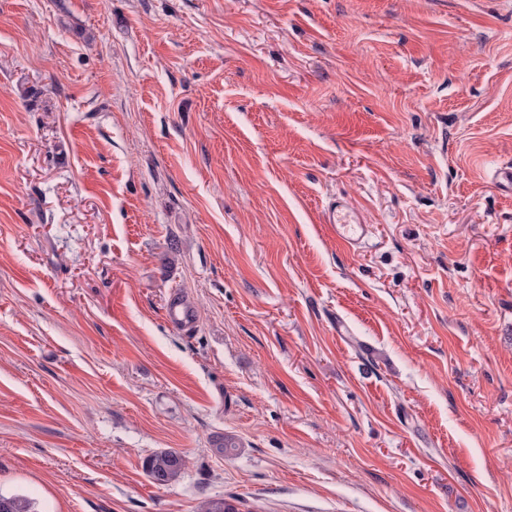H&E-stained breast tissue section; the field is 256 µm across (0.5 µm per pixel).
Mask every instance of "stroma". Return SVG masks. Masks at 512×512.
Wrapping results in <instances>:
<instances>
[{
  "label": "stroma",
  "mask_w": 512,
  "mask_h": 512,
  "mask_svg": "<svg viewBox=\"0 0 512 512\" xmlns=\"http://www.w3.org/2000/svg\"><path fill=\"white\" fill-rule=\"evenodd\" d=\"M499 162L512 0H0V493L512 512ZM323 223L331 228L339 245L356 249L368 235V224H361L353 208L343 198L330 202L323 214ZM165 315L169 327L179 332L189 331L196 322L190 306L179 296H174L169 300ZM185 467L184 458L176 451L166 450L149 456L145 470L157 484H168L176 480Z\"/></svg>",
  "instance_id": "35a3bbf8"
}]
</instances>
